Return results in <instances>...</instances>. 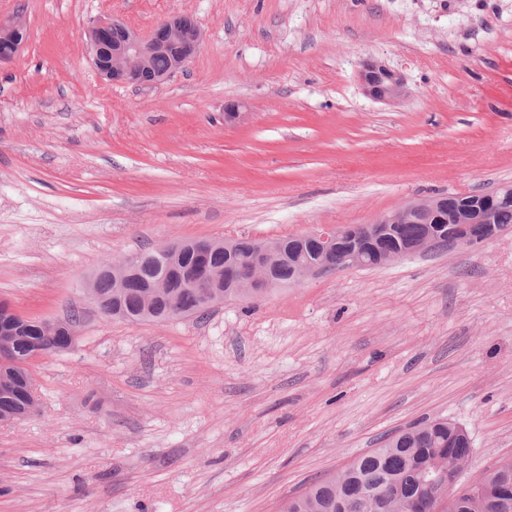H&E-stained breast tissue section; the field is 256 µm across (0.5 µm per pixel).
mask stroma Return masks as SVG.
<instances>
[{
    "instance_id": "1",
    "label": "stroma",
    "mask_w": 512,
    "mask_h": 512,
    "mask_svg": "<svg viewBox=\"0 0 512 512\" xmlns=\"http://www.w3.org/2000/svg\"><path fill=\"white\" fill-rule=\"evenodd\" d=\"M192 15L188 67L115 86L83 30ZM0 299L83 314L40 359L41 409L0 426V512H280L412 423L512 459V230L130 325L88 304L107 260L182 240L369 224L512 184V0H0ZM407 96L367 97L363 63ZM235 102L245 116L224 121ZM26 41L27 27L20 16L0 20V63L12 60Z\"/></svg>"
}]
</instances>
